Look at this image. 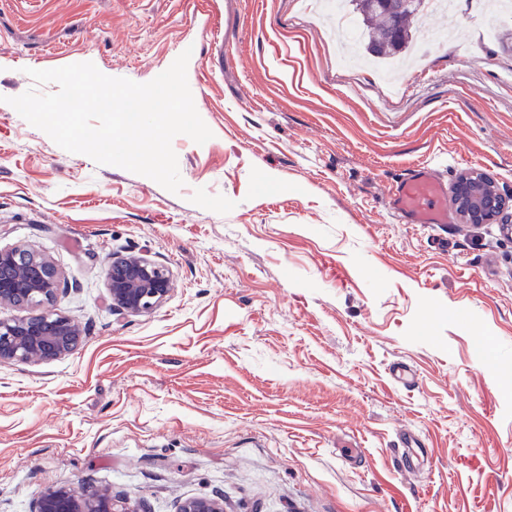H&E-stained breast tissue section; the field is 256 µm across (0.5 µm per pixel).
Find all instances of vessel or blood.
I'll list each match as a JSON object with an SVG mask.
<instances>
[{
	"instance_id": "1",
	"label": "vessel or blood",
	"mask_w": 512,
	"mask_h": 512,
	"mask_svg": "<svg viewBox=\"0 0 512 512\" xmlns=\"http://www.w3.org/2000/svg\"><path fill=\"white\" fill-rule=\"evenodd\" d=\"M448 188L424 163L412 165L396 181L391 209L407 224H444L448 221Z\"/></svg>"
}]
</instances>
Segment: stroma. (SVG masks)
<instances>
[{"instance_id":"1","label":"stroma","mask_w":512,"mask_h":512,"mask_svg":"<svg viewBox=\"0 0 512 512\" xmlns=\"http://www.w3.org/2000/svg\"><path fill=\"white\" fill-rule=\"evenodd\" d=\"M488 18L465 0L390 80L338 65L312 0H0V249L45 254L81 328L67 356L0 364V512L85 484L152 512H512V236L389 205L421 162L512 199V19L486 39ZM187 49L213 136L173 139L176 193L8 103L30 68L147 83ZM138 253L171 290L123 314L103 270ZM404 430L428 450L414 476Z\"/></svg>"}]
</instances>
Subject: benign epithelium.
I'll return each mask as SVG.
<instances>
[{
  "label": "benign epithelium",
  "mask_w": 512,
  "mask_h": 512,
  "mask_svg": "<svg viewBox=\"0 0 512 512\" xmlns=\"http://www.w3.org/2000/svg\"><path fill=\"white\" fill-rule=\"evenodd\" d=\"M453 204L461 224L500 221L512 202L496 189L486 174H460ZM112 309L129 314L150 312L170 291L168 272L145 255L114 256L106 269ZM60 278L53 265L30 249L0 250V303L25 308L42 307L56 294ZM80 328L72 317L48 310L0 321V363L51 360L71 353L79 343ZM37 512H151L147 501L134 503L108 489L86 486L77 493L67 487L43 491ZM179 512H224L220 498H189Z\"/></svg>",
  "instance_id": "benign-epithelium-1"
}]
</instances>
